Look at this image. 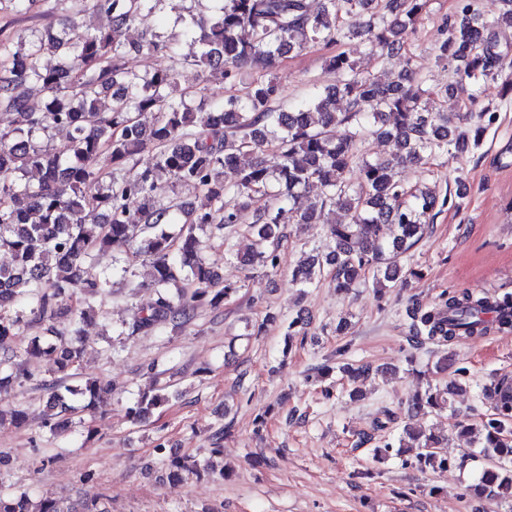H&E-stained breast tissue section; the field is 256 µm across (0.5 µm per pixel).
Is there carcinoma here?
Instances as JSON below:
<instances>
[{
	"instance_id": "carcinoma-1",
	"label": "carcinoma",
	"mask_w": 512,
	"mask_h": 512,
	"mask_svg": "<svg viewBox=\"0 0 512 512\" xmlns=\"http://www.w3.org/2000/svg\"><path fill=\"white\" fill-rule=\"evenodd\" d=\"M24 9L51 15L57 0H16ZM91 8L111 19L106 30H92L81 13L67 17L62 35L32 40L22 31L0 42V109L14 115L0 129V251L12 257L0 267V400L32 372L30 357H52L54 372L44 381L53 433L68 430L79 412L92 406L106 389L102 380L80 369L84 345L80 324L111 287L94 270L96 256L124 251L148 267L153 298L134 311L119 334L152 332L189 323L198 307L219 308L240 285L219 279L203 257L201 233H235L247 224L250 243L232 257L245 268L274 273L286 234L284 207L299 224H320L330 242L323 254H309L296 265L292 281L305 288L327 273L340 291L359 283L395 287L417 272L401 259L424 237L432 211L447 199L411 188L397 177L407 164L427 165L442 155L458 156L479 148L489 109L475 111L486 85L498 81L502 50L499 33L512 30V0L485 17L474 0H459L438 60L453 80L440 95L453 100L448 115L435 107L423 76L405 58L392 79L379 83L363 75L347 50L327 57V67L341 75L314 98L291 112L275 106L278 86L271 75L275 61L311 45L335 47L363 43L380 57L399 55L409 36L428 15L430 0H215L210 17H191L186 32L194 37L202 86L178 96V54L169 41L152 35L131 47L171 60L153 71L126 65V33L143 12L168 0H89ZM58 57L53 67L42 57ZM249 69L244 96L209 101L211 85L233 83ZM346 102L343 112L336 101ZM152 121L144 120L145 114ZM344 127L340 136L336 126ZM64 129L69 141L63 154L51 153L40 139ZM376 132L394 142L396 152L367 158L359 143ZM279 151L280 162L267 164L266 152ZM152 152L143 165L140 155ZM357 173L351 180V173ZM161 175L191 183L200 204H162L153 195ZM318 198L303 199L312 185ZM236 204L230 205L226 198ZM139 201L136 208L130 203ZM339 208L348 224L329 219ZM499 297L468 291L448 292L439 301L409 310L410 335L419 345H447L480 336L491 327L512 328V320L489 321ZM35 320L44 335L18 338ZM65 324L73 338L59 330ZM459 388L452 381L427 385L413 395L410 408L427 416L450 405ZM494 387L479 395L493 413L480 424L461 421L458 430L477 434L479 454L487 465L467 486L479 499L512 497V404L493 398ZM168 385L145 393L129 408L136 423L168 403ZM420 469L446 470L452 465L441 449L448 439L432 431L408 433ZM168 477L200 473V464L172 458ZM0 512H76L43 497L33 502L25 490L0 486Z\"/></svg>"
}]
</instances>
